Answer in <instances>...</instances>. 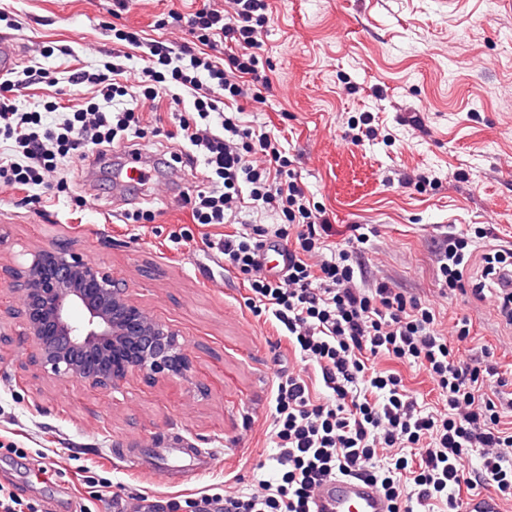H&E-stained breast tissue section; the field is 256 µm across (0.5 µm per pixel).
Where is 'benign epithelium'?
<instances>
[{
    "instance_id": "1",
    "label": "benign epithelium",
    "mask_w": 512,
    "mask_h": 512,
    "mask_svg": "<svg viewBox=\"0 0 512 512\" xmlns=\"http://www.w3.org/2000/svg\"><path fill=\"white\" fill-rule=\"evenodd\" d=\"M10 276L20 309L5 313L20 319L17 336L44 372L112 396L132 374L173 379L190 370L178 333L137 304L122 280L68 248L34 251Z\"/></svg>"
}]
</instances>
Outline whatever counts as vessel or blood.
I'll use <instances>...</instances> for the list:
<instances>
[{
  "label": "vessel or blood",
  "instance_id": "1",
  "mask_svg": "<svg viewBox=\"0 0 512 512\" xmlns=\"http://www.w3.org/2000/svg\"><path fill=\"white\" fill-rule=\"evenodd\" d=\"M22 51L14 38L0 36V75L15 72ZM172 453L188 457L196 471L210 468L211 453L203 448H188L173 443ZM313 512H388V502L375 485L362 477L339 476L322 483L315 493Z\"/></svg>",
  "mask_w": 512,
  "mask_h": 512
}]
</instances>
